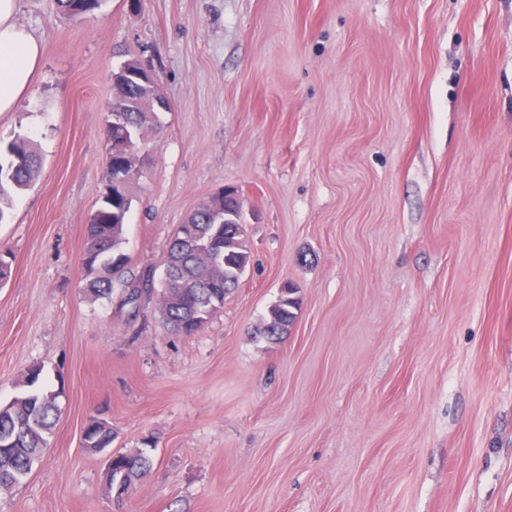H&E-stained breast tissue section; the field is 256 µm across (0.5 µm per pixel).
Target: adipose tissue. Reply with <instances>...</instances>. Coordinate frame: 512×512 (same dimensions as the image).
Masks as SVG:
<instances>
[{"label": "adipose tissue", "instance_id": "ef3b65f1", "mask_svg": "<svg viewBox=\"0 0 512 512\" xmlns=\"http://www.w3.org/2000/svg\"><path fill=\"white\" fill-rule=\"evenodd\" d=\"M18 0H0V113L14 111L38 70L43 45L18 26Z\"/></svg>", "mask_w": 512, "mask_h": 512}]
</instances>
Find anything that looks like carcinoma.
Segmentation results:
<instances>
[{
    "mask_svg": "<svg viewBox=\"0 0 512 512\" xmlns=\"http://www.w3.org/2000/svg\"><path fill=\"white\" fill-rule=\"evenodd\" d=\"M58 10L70 19L94 12L100 0H56ZM160 87L127 78L114 85L112 103L106 119L107 154L104 191L98 208L88 222V244L83 253V290L95 299H112L115 285L122 286L120 299L132 319L140 316L145 302L157 296L164 321L171 329L191 335L200 330L224 305V297L238 288L240 272L247 269L250 255L243 236L245 229L233 223L236 199L215 194L202 200L179 225L167 249L160 289L144 271H129L128 256L123 251L124 229L130 208L124 207L121 195H112V169L120 164V150L134 133L141 135L157 126L156 112L140 110L133 103L142 96L158 94ZM6 162H0V221L3 204L11 193L27 187L36 177L40 157L36 144L18 137L5 148ZM298 289L280 290L270 309L271 321L259 330L269 341H278L288 333L299 306ZM44 367H28L22 386L24 391L6 404H0V438L11 445L0 450V488L18 483L32 468L47 447L48 437L60 418L57 399L61 392L42 386ZM83 446L108 448L112 444V426L93 419L83 429ZM148 452L120 453L112 471L124 475L129 487L150 467Z\"/></svg>",
    "mask_w": 512,
    "mask_h": 512,
    "instance_id": "obj_1",
    "label": "carcinoma"
}]
</instances>
